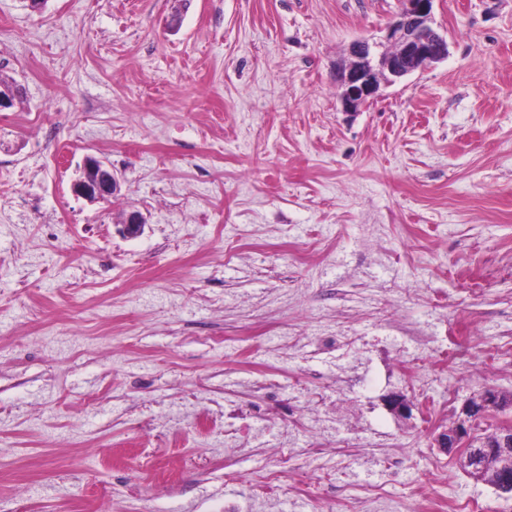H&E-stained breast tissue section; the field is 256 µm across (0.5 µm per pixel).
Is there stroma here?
Wrapping results in <instances>:
<instances>
[{
    "instance_id": "stroma-1",
    "label": "stroma",
    "mask_w": 512,
    "mask_h": 512,
    "mask_svg": "<svg viewBox=\"0 0 512 512\" xmlns=\"http://www.w3.org/2000/svg\"><path fill=\"white\" fill-rule=\"evenodd\" d=\"M400 9L0 0V512H512L434 446L512 393V0H434L447 59L343 112ZM119 182L112 168L101 158L86 155L80 175L72 183V193L90 203L105 200L119 190Z\"/></svg>"
}]
</instances>
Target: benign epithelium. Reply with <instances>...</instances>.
Wrapping results in <instances>:
<instances>
[{"instance_id": "7a95c632", "label": "benign epithelium", "mask_w": 512, "mask_h": 512, "mask_svg": "<svg viewBox=\"0 0 512 512\" xmlns=\"http://www.w3.org/2000/svg\"><path fill=\"white\" fill-rule=\"evenodd\" d=\"M434 0H401L402 8L385 27L383 40L371 42L356 39L348 48V60L336 73L341 110L356 113L373 102L383 84L396 81L448 56L447 38L433 27ZM119 190L112 168L101 158H83L80 175L72 183V193L90 203L102 201ZM146 219L137 211L123 219L122 234L137 238ZM399 417L411 411L410 401L402 394L387 400ZM512 410V396L494 388H486L467 399L453 425L435 438L439 451L456 456L461 468L473 471L484 468L478 461L491 458L512 459V425L504 424L487 433L478 427L480 420L492 411Z\"/></svg>"}]
</instances>
